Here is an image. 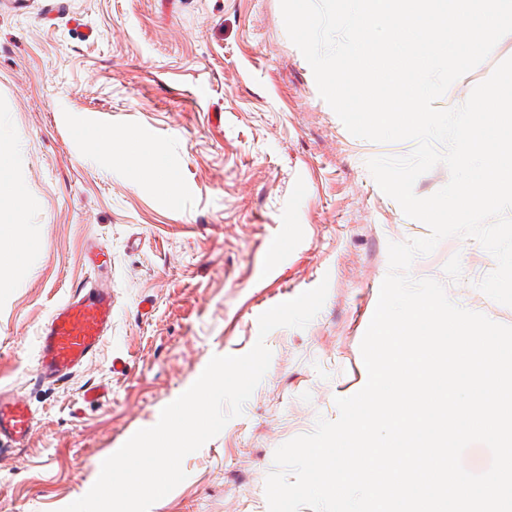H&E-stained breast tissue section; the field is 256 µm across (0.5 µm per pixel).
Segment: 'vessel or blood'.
Returning <instances> with one entry per match:
<instances>
[{
  "label": "vessel or blood",
  "mask_w": 512,
  "mask_h": 512,
  "mask_svg": "<svg viewBox=\"0 0 512 512\" xmlns=\"http://www.w3.org/2000/svg\"><path fill=\"white\" fill-rule=\"evenodd\" d=\"M112 330V291L88 281L59 304L41 327L35 380L55 385L84 368ZM35 428V412L21 395L0 390V456L24 446Z\"/></svg>",
  "instance_id": "obj_1"
}]
</instances>
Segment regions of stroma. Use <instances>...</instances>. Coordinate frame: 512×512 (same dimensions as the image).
<instances>
[{"instance_id": "35a3bbf8", "label": "stroma", "mask_w": 512, "mask_h": 512, "mask_svg": "<svg viewBox=\"0 0 512 512\" xmlns=\"http://www.w3.org/2000/svg\"><path fill=\"white\" fill-rule=\"evenodd\" d=\"M509 57L511 35L437 107ZM93 125L144 136L141 168L114 166ZM0 130L30 200L0 208L15 218L4 242L21 251L0 280V387L37 417L0 462V512H60L83 497L97 461L154 426L212 356L247 353L262 313L325 279L305 328L268 334L270 366L242 415L183 458L185 480L151 508L268 512L277 447L337 420L336 398L365 384L360 344L389 243L430 234L367 168L409 155L413 141L348 132L290 41L280 0H0ZM164 174L174 189L160 187ZM278 224L294 237L276 252ZM90 240L112 256L101 275L112 332L89 367L39 385L38 333L88 278ZM495 268L478 241L453 237L410 273L512 326V307L477 287ZM91 388L98 400L85 399Z\"/></svg>"}]
</instances>
